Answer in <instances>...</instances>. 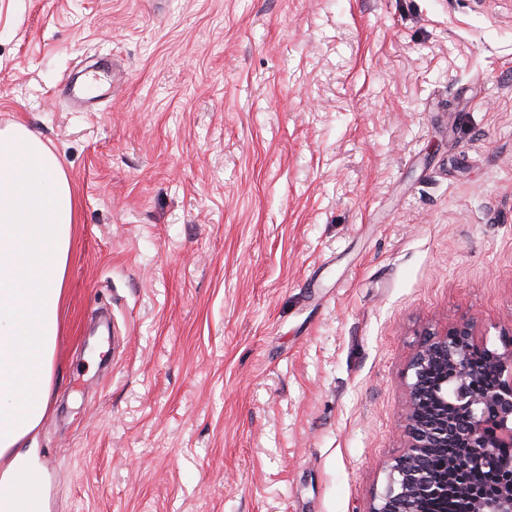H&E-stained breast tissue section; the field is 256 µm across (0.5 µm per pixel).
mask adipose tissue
I'll list each match as a JSON object with an SVG mask.
<instances>
[{
    "instance_id": "1",
    "label": "adipose tissue",
    "mask_w": 512,
    "mask_h": 512,
    "mask_svg": "<svg viewBox=\"0 0 512 512\" xmlns=\"http://www.w3.org/2000/svg\"><path fill=\"white\" fill-rule=\"evenodd\" d=\"M75 214L59 155L24 123L0 129V512H31L6 489L39 475Z\"/></svg>"
}]
</instances>
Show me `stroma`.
I'll return each instance as SVG.
<instances>
[{"mask_svg":"<svg viewBox=\"0 0 512 512\" xmlns=\"http://www.w3.org/2000/svg\"><path fill=\"white\" fill-rule=\"evenodd\" d=\"M19 120L77 200L46 512H367L422 332L512 327V0H0Z\"/></svg>","mask_w":512,"mask_h":512,"instance_id":"1","label":"stroma"}]
</instances>
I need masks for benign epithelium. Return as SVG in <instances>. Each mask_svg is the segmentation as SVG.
I'll return each mask as SVG.
<instances>
[{
  "label": "benign epithelium",
  "instance_id": "obj_1",
  "mask_svg": "<svg viewBox=\"0 0 512 512\" xmlns=\"http://www.w3.org/2000/svg\"><path fill=\"white\" fill-rule=\"evenodd\" d=\"M502 348H490L478 337L474 322L461 320L443 334L425 338L411 358L404 407L406 451L390 466L384 490L375 495L368 512H424V503L443 489L427 468L439 449L450 445L468 449L460 461L470 478L486 471L512 470V332L500 337ZM490 359L494 382L476 391L479 373L472 355ZM450 371V389L436 390L433 398L453 396L457 417L444 413L429 419L420 398L426 376L436 368ZM473 512H512V482L490 498L476 503Z\"/></svg>",
  "mask_w": 512,
  "mask_h": 512
}]
</instances>
